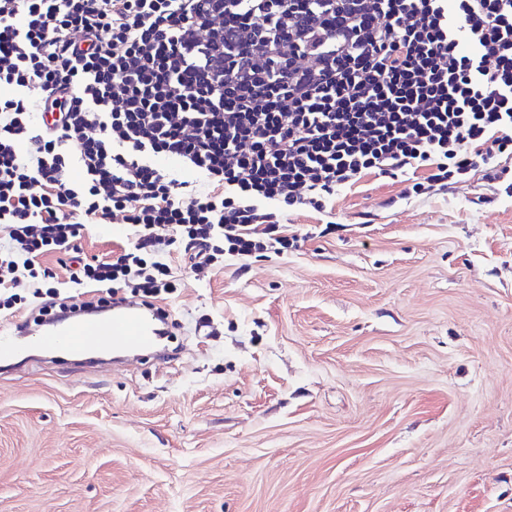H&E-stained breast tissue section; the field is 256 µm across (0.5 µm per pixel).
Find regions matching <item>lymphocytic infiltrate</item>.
Here are the masks:
<instances>
[{
  "label": "lymphocytic infiltrate",
  "mask_w": 512,
  "mask_h": 512,
  "mask_svg": "<svg viewBox=\"0 0 512 512\" xmlns=\"http://www.w3.org/2000/svg\"><path fill=\"white\" fill-rule=\"evenodd\" d=\"M2 85L4 289L44 287L41 257L117 213L131 242L72 256L67 287L154 299L174 261L287 252L285 212L371 174L512 194V0H0Z\"/></svg>",
  "instance_id": "lymphocytic-infiltrate-1"
}]
</instances>
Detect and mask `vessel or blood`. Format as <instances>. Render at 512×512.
I'll return each instance as SVG.
<instances>
[{
  "mask_svg": "<svg viewBox=\"0 0 512 512\" xmlns=\"http://www.w3.org/2000/svg\"><path fill=\"white\" fill-rule=\"evenodd\" d=\"M27 334V328L0 324V356L17 355L33 346L77 358L103 346L152 354L162 330L153 308L126 301L77 315L64 311L43 322L38 338L28 339Z\"/></svg>",
  "mask_w": 512,
  "mask_h": 512,
  "instance_id": "obj_1",
  "label": "vessel or blood"
}]
</instances>
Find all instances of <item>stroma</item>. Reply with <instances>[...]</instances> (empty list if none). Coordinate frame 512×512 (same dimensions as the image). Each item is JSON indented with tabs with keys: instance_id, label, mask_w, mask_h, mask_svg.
I'll list each match as a JSON object with an SVG mask.
<instances>
[{
	"instance_id": "35a3bbf8",
	"label": "stroma",
	"mask_w": 512,
	"mask_h": 512,
	"mask_svg": "<svg viewBox=\"0 0 512 512\" xmlns=\"http://www.w3.org/2000/svg\"><path fill=\"white\" fill-rule=\"evenodd\" d=\"M401 189L178 268L175 357L0 364V512H512V196L381 208ZM96 295L21 286L0 317Z\"/></svg>"
}]
</instances>
